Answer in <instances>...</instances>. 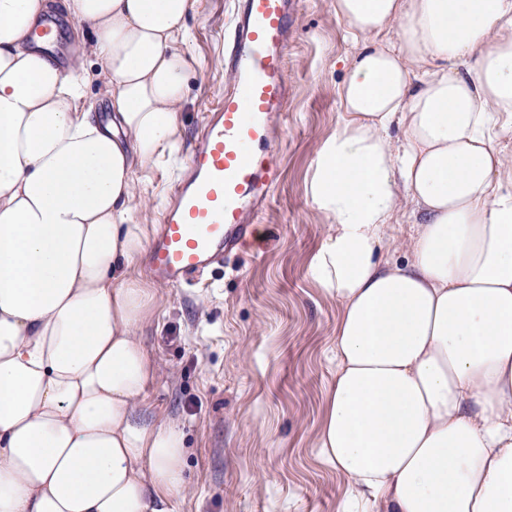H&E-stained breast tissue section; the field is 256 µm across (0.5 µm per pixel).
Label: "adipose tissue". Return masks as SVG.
I'll return each instance as SVG.
<instances>
[{"label":"adipose tissue","instance_id":"1","mask_svg":"<svg viewBox=\"0 0 512 512\" xmlns=\"http://www.w3.org/2000/svg\"><path fill=\"white\" fill-rule=\"evenodd\" d=\"M195 0H63L85 56L35 46L53 0H0V512H174L184 436L130 267L134 173L177 152ZM356 48L307 180V271L341 307L316 446L343 512H512V0H333ZM399 27L397 42L383 35ZM399 129L392 138L391 129ZM416 231L382 251L395 216ZM87 76L85 109L92 107V112H98L102 120H105L111 112L107 94V87L101 74V66L93 56L85 57Z\"/></svg>","mask_w":512,"mask_h":512}]
</instances>
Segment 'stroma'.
<instances>
[{"label": "stroma", "instance_id": "stroma-1", "mask_svg": "<svg viewBox=\"0 0 512 512\" xmlns=\"http://www.w3.org/2000/svg\"><path fill=\"white\" fill-rule=\"evenodd\" d=\"M332 0H300L291 21L287 113L280 129L282 176L257 219L262 238L225 258L203 284L168 288L134 273L153 296L140 330L158 367L145 404L186 439V489L175 512H342L347 488L315 448L336 370L340 306L307 274L327 221L311 207L308 171L318 144L341 117L336 88L354 51ZM232 0H196L180 48L189 58L177 157L135 173L134 220L154 236L172 185L206 115L233 84L224 66ZM89 31L64 40L84 55ZM85 57L86 103L110 112L101 66Z\"/></svg>", "mask_w": 512, "mask_h": 512}]
</instances>
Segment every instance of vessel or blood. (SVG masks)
<instances>
[{
	"label": "vessel or blood",
	"instance_id": "obj_1",
	"mask_svg": "<svg viewBox=\"0 0 512 512\" xmlns=\"http://www.w3.org/2000/svg\"><path fill=\"white\" fill-rule=\"evenodd\" d=\"M298 0H237L226 61L235 83L202 123L163 213L146 269L180 287L201 281L213 264L256 235L280 177L274 123L288 102V30ZM38 43L66 55L58 20L37 27Z\"/></svg>",
	"mask_w": 512,
	"mask_h": 512
}]
</instances>
